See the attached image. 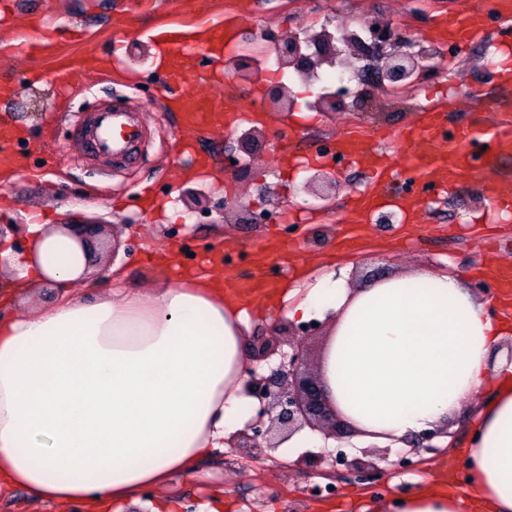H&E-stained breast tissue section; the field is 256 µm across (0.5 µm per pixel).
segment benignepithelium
<instances>
[{
	"label": "benign epithelium",
	"mask_w": 512,
	"mask_h": 512,
	"mask_svg": "<svg viewBox=\"0 0 512 512\" xmlns=\"http://www.w3.org/2000/svg\"><path fill=\"white\" fill-rule=\"evenodd\" d=\"M372 35L371 43L349 38H336L327 30L302 41L296 35L285 39H275L270 33L262 32L259 38L273 44L275 61L281 69H292L301 75L312 77L324 65L335 62L346 64L351 59L367 58L372 67L383 74L390 90L407 88L417 81L428 78L436 65L431 57L416 44L400 39L386 26L374 22L367 23ZM225 67L238 79H248L257 70L256 60L247 54L231 57ZM271 104L280 111L288 112L295 105L293 92L282 85H273L268 89ZM344 106L342 94L324 92L318 94L310 107L322 112L333 111ZM265 137L262 130L251 128L235 138L239 152L249 154ZM305 189L315 197L325 200L336 194L340 183L331 173L318 170L308 177ZM72 237L79 243L88 266L97 264L98 258L107 248L101 238L102 226L83 224L69 229ZM274 336L264 338L252 347L255 361H268L279 356V362L269 367L266 374L256 371L245 382L246 395L258 401L256 416L243 429L232 435L231 445L248 450L275 451L284 440L309 428L323 433L326 437L349 438L356 433L352 426L341 419L332 405L327 388L322 379L310 368L305 350L295 343L288 342L289 351L279 349L282 337L281 325L274 324ZM448 435V429L436 428L424 431L407 439L413 450L436 451L438 446L433 440ZM409 461V454L398 455L396 460H388L384 455H375L365 451L360 456H348L340 453L319 452L302 459V464L318 469L324 478L336 480V472L341 471L361 484H375L383 480L386 468L398 469ZM386 466H380V463Z\"/></svg>",
	"instance_id": "7a95c632"
}]
</instances>
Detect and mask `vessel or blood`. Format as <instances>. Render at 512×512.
<instances>
[{
  "instance_id": "b4317fda",
  "label": "vessel or blood",
  "mask_w": 512,
  "mask_h": 512,
  "mask_svg": "<svg viewBox=\"0 0 512 512\" xmlns=\"http://www.w3.org/2000/svg\"><path fill=\"white\" fill-rule=\"evenodd\" d=\"M483 22L482 8H463L440 19L435 35L464 46L480 38ZM152 38L170 58L168 88H178L187 79L185 60L205 55V47L198 43L192 31L166 25L153 30ZM175 101L183 125L194 130H205L211 123L224 118V107L220 101L182 95L176 96ZM420 115V125L408 131L404 137L409 169L416 179L438 186H455L479 170L493 167L499 156L512 154L510 121L496 122L484 130L470 124L463 127L456 138L449 140L442 135V129L448 123L444 108L427 105L421 108ZM13 128L8 116L0 117V167L5 169L12 168L24 159L23 154L13 149ZM142 138L141 127L131 120L129 111L122 107L97 112L91 127L85 128L77 136L83 149L110 158L128 157ZM340 149L370 170L374 180L399 176L387 155L362 151L357 142L348 139L341 141ZM482 189L493 212L501 219H511L512 182L488 181Z\"/></svg>"
}]
</instances>
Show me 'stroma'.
<instances>
[{
	"mask_svg": "<svg viewBox=\"0 0 512 512\" xmlns=\"http://www.w3.org/2000/svg\"><path fill=\"white\" fill-rule=\"evenodd\" d=\"M227 0H0V72H10L21 87L9 108L22 132L15 149L27 153V165L0 174V224H27L40 214L51 224H104L111 239L112 260H101L88 285L75 293L92 296L116 285L129 288L155 280L176 279L178 271L193 276L211 274L203 265L217 252L224 266L244 283L263 277L276 287L311 278L329 268L347 269L352 282L383 268L394 273L422 267L462 276L484 296L496 295L492 281L482 278L489 267L512 266V221L495 222L487 213L478 184L470 182L448 192L431 191L430 201L404 210L414 189L400 183L388 192L381 211L396 214L386 225L367 219L353 246L341 243L345 213L351 200L368 192L363 168L343 160L334 172L342 183L335 197L316 201L304 183L315 170L327 140L352 137L367 151L387 149L397 167L407 164L403 134L419 120L417 109L434 97L447 109V133H458L475 107L512 97V83L489 80L481 73L482 59L495 49H512V36L503 34L475 41L454 57L436 55L438 71L419 91L390 96L378 87L363 86L356 99L333 112H316L309 104L318 86L301 83L291 111L273 108L265 91L283 81L285 71L258 72L247 80L228 75L227 53L196 58L190 65L186 95L220 96L233 92L245 113L237 129L252 127L262 116L267 143L258 146L245 172L233 168L228 128L216 127L191 135L182 130L168 100L164 71L157 65L159 50L145 37L146 29L165 22L194 31L210 27ZM229 53L249 51L256 33L277 36L308 35L335 30L342 21L372 20L388 25L415 41L424 40L436 18L461 0H237ZM54 32L55 51L30 57L27 46L44 33ZM116 52L119 64L86 74L82 86L73 85L61 71L63 60L89 50ZM131 107L147 141L138 159L109 166L84 156L74 135L75 116L105 102ZM290 140L293 156L281 168L276 147ZM221 157L218 166L200 168L195 154ZM200 190L210 211L187 210L186 191ZM266 212L263 224L224 221L225 206ZM179 242L184 253L176 266L163 270L147 258ZM450 447L414 454L410 470H393L377 491L346 477L337 478L331 497H318L326 480L319 471L305 469V452L334 450V440L308 431L305 448H281L245 457L225 448L205 462L195 479L174 478L167 488L183 506H196L215 494L224 497V512H360L371 494L410 493L419 480H434L461 469L460 448L469 435L462 417L448 424Z\"/></svg>",
	"mask_w": 512,
	"mask_h": 512,
	"instance_id": "obj_1",
	"label": "stroma"
}]
</instances>
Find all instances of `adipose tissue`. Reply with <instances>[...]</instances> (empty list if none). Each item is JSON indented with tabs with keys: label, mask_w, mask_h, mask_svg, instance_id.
Segmentation results:
<instances>
[{
	"label": "adipose tissue",
	"mask_w": 512,
	"mask_h": 512,
	"mask_svg": "<svg viewBox=\"0 0 512 512\" xmlns=\"http://www.w3.org/2000/svg\"><path fill=\"white\" fill-rule=\"evenodd\" d=\"M28 232L25 256L0 251L19 272L0 298L15 304L50 280L67 292L0 316V484L23 491L30 512H120L146 491L152 512H180L169 477L196 478L257 404L243 392L246 310L219 273L75 297L78 244L49 224ZM266 308L327 323L317 371L374 442L440 427L471 402L467 497L426 482L372 512H512V323L492 316L489 298L447 272L413 268L354 289L331 271Z\"/></svg>",
	"instance_id": "1"
}]
</instances>
